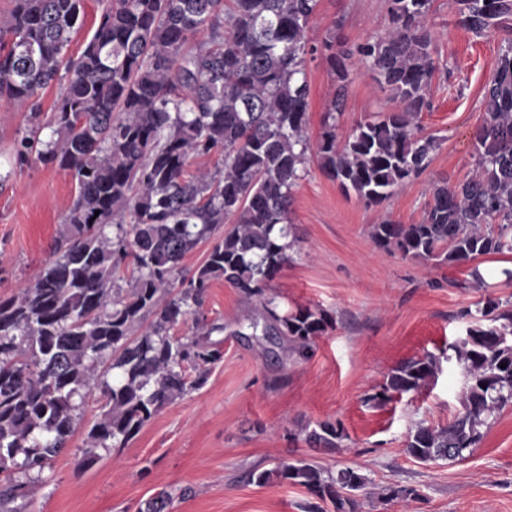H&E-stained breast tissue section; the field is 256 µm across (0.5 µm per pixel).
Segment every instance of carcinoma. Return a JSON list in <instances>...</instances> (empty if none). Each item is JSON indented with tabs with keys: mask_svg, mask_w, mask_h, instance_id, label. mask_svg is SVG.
Here are the masks:
<instances>
[{
	"mask_svg": "<svg viewBox=\"0 0 512 512\" xmlns=\"http://www.w3.org/2000/svg\"><path fill=\"white\" fill-rule=\"evenodd\" d=\"M82 2L14 0L0 20V100L32 104L30 128L14 142L17 164L67 170L77 187L65 233L35 282L0 299V506L30 496L33 476L68 448L93 392L100 406L86 434L88 464L207 382L224 358L212 339L224 325L203 313L215 281L259 302L250 335L306 357L334 318L321 308L283 313L268 291L299 243L290 208L308 163L316 159L345 193L379 206L440 147L418 124L432 109L437 72L432 0H387L386 29L354 46L334 33L324 40L336 90L314 144L306 65L317 52L308 31L318 0H99L97 27L73 57ZM455 3L461 27L502 32L507 47L473 133L476 175L436 185L418 224L373 226L375 246L424 263L512 252V0ZM356 62L397 106L357 122L341 142ZM62 81L52 111L41 112L39 91ZM210 155L219 156L218 173L189 170ZM202 242L210 243L205 261L180 275ZM463 319L465 334L446 356L463 369L459 409L446 425L417 426L405 443L423 463L466 460L512 405V303L488 296ZM440 372L433 355L404 360L367 401L418 392ZM303 432L312 447L340 448L347 438L330 421ZM248 479L303 487L333 512H359L356 492L366 484L351 467L332 473L305 459ZM416 497L398 485L381 495ZM171 500L163 490L141 512H166Z\"/></svg>",
	"mask_w": 512,
	"mask_h": 512,
	"instance_id": "carcinoma-1",
	"label": "carcinoma"
}]
</instances>
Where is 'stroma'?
Returning a JSON list of instances; mask_svg holds the SVG:
<instances>
[{
  "label": "stroma",
  "instance_id": "stroma-1",
  "mask_svg": "<svg viewBox=\"0 0 512 512\" xmlns=\"http://www.w3.org/2000/svg\"><path fill=\"white\" fill-rule=\"evenodd\" d=\"M337 21L346 41L364 42L386 28V0H319L310 41L321 43ZM428 25L439 70L430 89L434 108L421 114L419 124L440 147L425 172L385 204L368 207L313 161L294 193L291 218L300 253L271 286L285 310L327 309L334 329L307 358L269 351L262 337L238 333L253 304L214 283L204 312L224 324V359L206 384L160 410L125 448L100 450L90 465L83 464L80 449L98 405L88 402L68 449L41 474L33 494L0 512H139L163 490L173 495L169 512H304L312 500L305 488L276 481L260 486L246 478L251 470L299 457L327 471L349 466L366 476L361 512H512V406L485 429L465 461L422 463L404 452L418 422L446 424L459 408L462 370L445 357L464 332L460 311L489 296L512 302V280L503 274L512 253L478 257L477 265L499 273L476 286L469 266L405 259L371 240L373 225L384 220L419 223L439 181L474 173L471 137L483 118L484 87L502 51L501 36L477 37L460 27L451 0H434ZM447 66L454 79L446 78ZM306 72L307 134L314 141L334 85L324 57L308 61ZM393 107L389 93L355 67L339 138L351 134L355 121ZM26 116V109L0 101L2 299L34 280L75 196L68 171L16 166L13 145ZM428 353L444 360L435 384L386 405L367 402L396 365ZM325 420L343 427L342 448L305 443L304 427ZM391 484L416 488L419 496L382 501Z\"/></svg>",
  "mask_w": 512,
  "mask_h": 512
}]
</instances>
